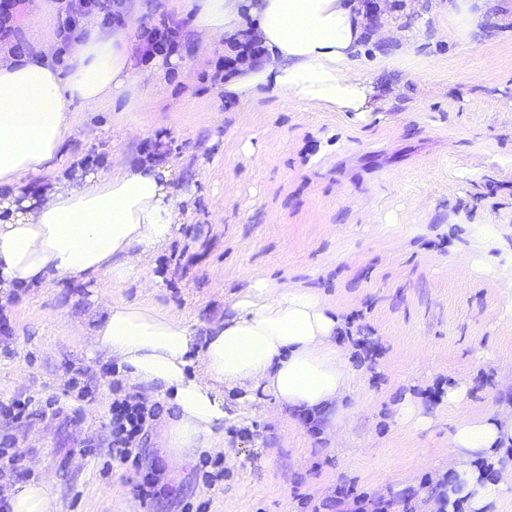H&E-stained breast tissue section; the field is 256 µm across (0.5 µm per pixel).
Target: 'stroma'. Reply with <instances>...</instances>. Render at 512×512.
Returning <instances> with one entry per match:
<instances>
[{"mask_svg":"<svg viewBox=\"0 0 512 512\" xmlns=\"http://www.w3.org/2000/svg\"><path fill=\"white\" fill-rule=\"evenodd\" d=\"M468 39L444 36L431 0H377L394 24L367 53L413 47L377 78L367 122L276 95L225 99V53L181 16L180 49L162 87L115 111H81L65 158L106 171L140 159L171 164L181 223L121 284L67 278L0 303V402L57 397L60 414L0 420L31 479L55 480L62 512H124L142 480L157 496L141 512H313L348 489L389 512H429L437 484L455 480V424L512 407V0ZM58 0H27L15 42L49 43L58 64ZM263 275L322 296L346 336L336 348L352 391L335 424L225 394L224 439L234 459L207 485L203 455L172 465L167 416L143 441L140 464L104 466L113 388L131 387L115 362L90 354L77 325L115 300L142 303L204 328ZM87 371L92 400L70 389ZM464 400L449 406V388ZM413 404L428 423L404 424Z\"/></svg>","mask_w":512,"mask_h":512,"instance_id":"35a3bbf8","label":"stroma"}]
</instances>
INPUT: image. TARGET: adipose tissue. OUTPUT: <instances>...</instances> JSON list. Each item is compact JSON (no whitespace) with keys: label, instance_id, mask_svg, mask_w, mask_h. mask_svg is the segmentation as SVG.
Here are the masks:
<instances>
[{"label":"adipose tissue","instance_id":"obj_1","mask_svg":"<svg viewBox=\"0 0 512 512\" xmlns=\"http://www.w3.org/2000/svg\"><path fill=\"white\" fill-rule=\"evenodd\" d=\"M492 5L445 0L440 10L450 34L467 36L479 31ZM168 8L194 13L196 31L208 40L261 42L264 58L224 82L225 97L243 104L273 92L362 121L374 110L377 75L393 61L380 54L364 68L366 38L385 39L389 29L376 27L359 0H170ZM133 56L126 30L106 36L93 25L72 44L65 71L48 45L0 55V294L62 277L115 284L142 277L145 259L172 237L180 200L166 164L126 163L96 175L79 166L40 198L27 196L30 179L60 159L77 124L75 105L111 109L136 86ZM338 326L317 293L257 278L205 335L184 318L116 300L86 336L90 352L112 358L131 384L168 394L175 415L167 446L181 463L195 448L225 450L228 388L335 420L352 382L336 349ZM509 446L512 414L459 420L450 440L458 475L452 499L485 512L512 488V466L493 482L470 465ZM7 498L9 512H60L49 478L14 485Z\"/></svg>","mask_w":512,"mask_h":512}]
</instances>
